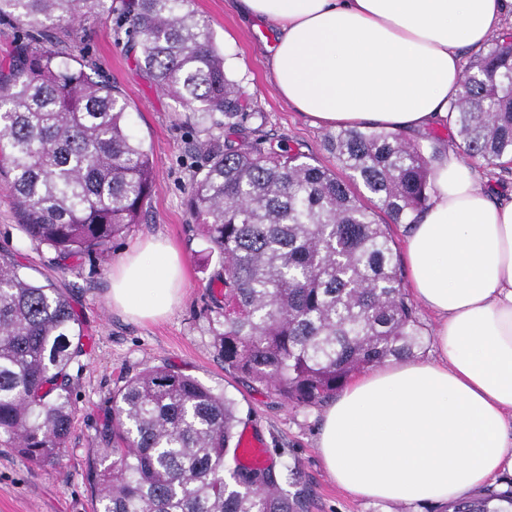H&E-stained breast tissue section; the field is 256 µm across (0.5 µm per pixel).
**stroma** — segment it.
Here are the masks:
<instances>
[{
  "label": "stroma",
  "instance_id": "stroma-1",
  "mask_svg": "<svg viewBox=\"0 0 512 512\" xmlns=\"http://www.w3.org/2000/svg\"><path fill=\"white\" fill-rule=\"evenodd\" d=\"M191 7L208 20L224 54L227 76L255 113L243 125L244 137L260 129L265 147L283 146L335 168L336 159L326 148L329 128L313 125L273 86L267 66L271 30L254 31L227 0H192ZM48 35L59 49L96 69L120 91L131 128L153 160L155 183L141 223L113 240L109 258L90 253L63 259L23 233L6 180L0 176V254L30 277L63 291L83 333V353L69 368L76 410L65 449L54 465L43 467L18 454L0 435V512H93L87 475L103 446L100 431L112 394L126 378L150 366L191 375L234 400L240 428L257 429L270 464L290 466L309 488V512H443L439 505L376 504L348 497L330 478L316 449L323 406H296L225 370L215 336L224 304V270L186 205L205 165L200 144L223 139L224 133L157 89L139 62L124 0H113L110 13L75 28L51 29ZM153 237L169 240L181 252L184 295L167 317L132 321L113 311L107 301L112 268Z\"/></svg>",
  "mask_w": 512,
  "mask_h": 512
}]
</instances>
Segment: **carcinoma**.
I'll use <instances>...</instances> for the list:
<instances>
[{
  "label": "carcinoma",
  "mask_w": 512,
  "mask_h": 512,
  "mask_svg": "<svg viewBox=\"0 0 512 512\" xmlns=\"http://www.w3.org/2000/svg\"><path fill=\"white\" fill-rule=\"evenodd\" d=\"M109 0H0V19L73 25ZM190 0H128L140 63L184 108L224 114L228 134L255 117L224 70L208 22ZM506 33L467 65L448 125L458 148L487 166L512 159V46ZM34 49L0 67V143L22 231L63 257L109 253L139 223L155 173L112 82L32 37ZM336 172L302 153L248 141L209 147L188 207L224 263V368L300 406L336 395L350 375L409 359L423 327L405 290L384 213L419 223L431 189L424 148L379 128L327 137ZM361 184L362 201L351 190ZM69 298L0 256V434L52 466L64 451L74 402L68 369L82 353ZM235 402L164 366L112 395L101 461L90 470L99 512H308L310 491L288 470L227 465ZM445 512H512V479Z\"/></svg>",
  "instance_id": "cac0c4a2"
}]
</instances>
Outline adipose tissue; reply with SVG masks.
Returning a JSON list of instances; mask_svg holds the SVG:
<instances>
[{"mask_svg": "<svg viewBox=\"0 0 512 512\" xmlns=\"http://www.w3.org/2000/svg\"><path fill=\"white\" fill-rule=\"evenodd\" d=\"M273 27L276 92L328 128L415 134L447 119L459 50L480 48L512 0H235ZM433 190L405 244L414 297L436 318L437 358L395 361L346 384L317 451L350 497L452 504L512 472V203H498L456 151L440 149ZM183 261L154 238L112 270L113 309L171 313Z\"/></svg>", "mask_w": 512, "mask_h": 512, "instance_id": "1", "label": "adipose tissue"}]
</instances>
